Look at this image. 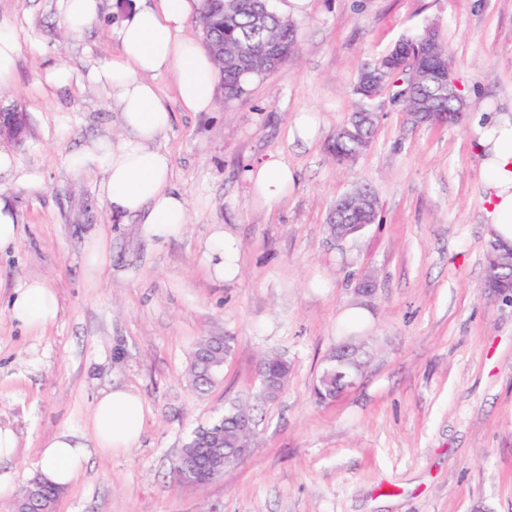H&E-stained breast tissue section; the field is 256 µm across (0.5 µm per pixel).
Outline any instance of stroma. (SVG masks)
<instances>
[{"label":"stroma","instance_id":"35a3bbf8","mask_svg":"<svg viewBox=\"0 0 512 512\" xmlns=\"http://www.w3.org/2000/svg\"><path fill=\"white\" fill-rule=\"evenodd\" d=\"M136 0H103V15L69 37L57 0H0L20 46L0 112H25L12 149L32 189L0 176L20 216L15 248L0 254V424L20 448L15 482L32 474L42 443L87 430L98 393L124 385L150 408L137 445L92 453L57 512H512V299L483 286L487 239L480 162L468 125L411 128L383 103L368 147L339 163L328 145L355 111L364 65L426 29L448 47L451 76L472 116L512 99V0H313L298 17L295 55L232 103L185 111L174 75L155 82L172 112L158 140L188 202L183 235L148 239L131 216H112L100 169L73 176L71 152L117 133L110 91L94 65L119 50L116 24ZM65 66L71 85L47 81ZM316 116L314 140L295 120ZM276 154L293 169L290 192L263 202L246 178ZM369 188L379 223L339 240L336 200ZM239 243L235 280L213 278L212 225ZM102 235L109 261L89 275L85 244ZM371 296H358L365 278ZM44 279L57 318L32 333L14 322V288ZM368 364L336 399L312 389L353 309ZM233 337L224 372L206 393L188 377L201 337ZM290 365L281 396L260 405L255 443L223 475L185 484L173 472L190 432L260 390L258 365Z\"/></svg>","mask_w":512,"mask_h":512}]
</instances>
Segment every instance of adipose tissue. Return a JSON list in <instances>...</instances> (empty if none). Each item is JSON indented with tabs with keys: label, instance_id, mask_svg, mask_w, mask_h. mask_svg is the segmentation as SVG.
I'll return each mask as SVG.
<instances>
[{
	"label": "adipose tissue",
	"instance_id": "1",
	"mask_svg": "<svg viewBox=\"0 0 512 512\" xmlns=\"http://www.w3.org/2000/svg\"><path fill=\"white\" fill-rule=\"evenodd\" d=\"M197 7L198 0H140L120 23L118 52L91 77L111 89L120 108L121 133L66 161L75 174L98 165L103 171L99 194L112 214L138 217L160 242L183 232L187 201L172 186L168 153L156 145L171 114L153 78L175 75L185 110H212L218 69L210 53L185 33ZM485 113L486 120H472L469 126L483 172L482 222L487 240L512 249V102L486 107ZM248 179L266 201L295 181L293 171L277 155L249 170ZM237 251L236 239L223 225H214L206 258L217 279L237 276ZM8 313L21 327L36 332L56 319L58 304L45 281L32 278L14 289ZM148 413L145 401L128 388L102 390L93 403L88 432L66 428L44 441L36 466L51 482L69 486L83 472L91 451L121 452L137 444Z\"/></svg>",
	"mask_w": 512,
	"mask_h": 512
}]
</instances>
